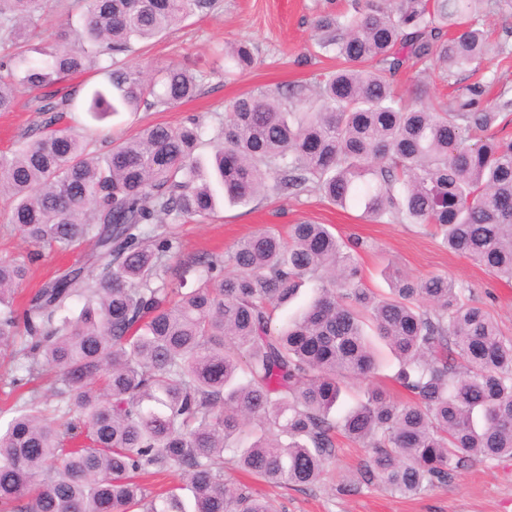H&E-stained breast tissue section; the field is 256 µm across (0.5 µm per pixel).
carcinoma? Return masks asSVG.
Listing matches in <instances>:
<instances>
[{"label": "carcinoma", "mask_w": 512, "mask_h": 512, "mask_svg": "<svg viewBox=\"0 0 512 512\" xmlns=\"http://www.w3.org/2000/svg\"><path fill=\"white\" fill-rule=\"evenodd\" d=\"M481 2L353 0L350 13L319 14L317 46L344 66L322 75L312 103L300 90L288 110L270 94L238 97L207 161L194 119L113 139L97 157L60 126L77 94L54 86L99 69L104 81L86 96L96 119L178 106L198 91L191 69L151 79L120 56L218 0H91L75 46L40 62L17 49L36 34L43 0H0V112L24 90L44 116L0 155L7 223L33 247L90 240V267L101 269L92 282L82 267L68 271L19 316L12 295L27 266L0 258V348L32 358L22 365L32 379L50 368L69 415L52 422L33 399L16 406L0 430V512H274L226 472L314 485L339 433L371 449L365 484L404 497L474 461L512 457V339L469 287L394 272L378 294L360 273V240L299 223L286 239L266 228L224 258L181 263L199 285L172 301L165 277L180 245L155 228L206 219L224 199L315 190L368 221L432 227L511 284L512 138L500 125L512 98L493 102L480 82H456L435 104L419 91L404 103L392 89L411 63L450 80L507 55L480 22ZM227 57L241 72L256 63L245 42ZM307 281L311 300L276 325V308ZM74 299L84 306L73 319ZM375 339L397 358L394 380L411 400L368 387L334 416L345 380L374 372ZM149 473L181 483L153 493L140 482Z\"/></svg>", "instance_id": "cac0c4a2"}]
</instances>
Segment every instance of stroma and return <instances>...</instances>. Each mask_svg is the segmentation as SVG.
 <instances>
[{
	"label": "stroma",
	"mask_w": 512,
	"mask_h": 512,
	"mask_svg": "<svg viewBox=\"0 0 512 512\" xmlns=\"http://www.w3.org/2000/svg\"><path fill=\"white\" fill-rule=\"evenodd\" d=\"M70 0H45L48 19L33 37L27 57L36 48H62L74 38L85 7H70ZM351 0H219L209 14L189 18L162 38L137 44L129 63L155 74L172 65L193 69L199 79L196 98L175 108L122 112L99 123L84 112L75 119L90 129L91 148L102 154L108 138L129 137L146 126H178L199 117L203 128V156L213 152L214 139L224 123L229 104L241 94L267 91L286 99L288 90L304 87L315 98V75L335 69L336 60L318 56L313 21L324 10L343 12ZM250 42L257 63L244 73L225 75L224 48ZM28 94L18 95L10 112H0V154L14 150L25 133L37 130L41 117L28 105ZM308 221L329 225L344 238L365 243L359 266L367 285L388 289L387 274L396 269L415 278L445 274L464 282L474 301L486 306L501 333L512 337V284L504 283L465 255L444 248L440 238L414 224L375 223L363 220L358 210H343L310 191L298 196L274 191L247 205H221L216 217L189 223L165 220L182 256L224 254L257 229ZM88 244L65 251L31 249L14 225L0 217V257L30 256L29 273L15 298L25 308L35 292L69 267L82 264ZM368 457L366 449L339 439L330 472L311 486L273 487L249 478L252 492L270 499L275 512H512V458L475 462L455 475L448 485L404 499L376 486L355 487L358 472Z\"/></svg>",
	"instance_id": "35a3bbf8"
}]
</instances>
